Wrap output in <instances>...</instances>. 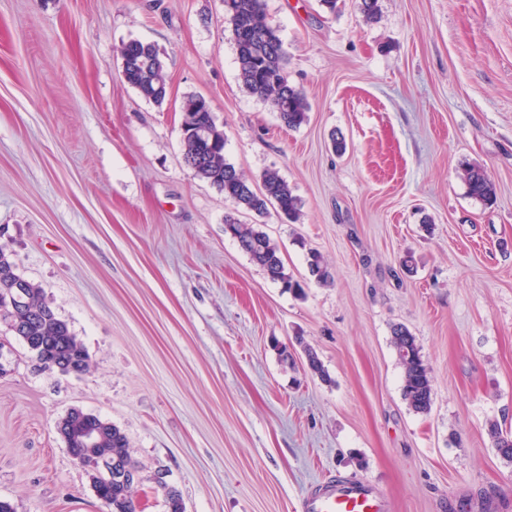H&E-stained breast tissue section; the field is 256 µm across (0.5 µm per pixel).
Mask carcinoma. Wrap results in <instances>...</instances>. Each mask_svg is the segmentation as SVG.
<instances>
[{"instance_id": "obj_1", "label": "carcinoma", "mask_w": 512, "mask_h": 512, "mask_svg": "<svg viewBox=\"0 0 512 512\" xmlns=\"http://www.w3.org/2000/svg\"><path fill=\"white\" fill-rule=\"evenodd\" d=\"M224 18L231 25L236 49L238 76L243 88L270 104L280 121L297 129L307 121L309 103L304 92L289 84L285 74L286 51L279 30L264 19L263 0H224ZM128 60L126 81L141 96L158 105L167 96L165 65L156 45L132 39L124 44ZM184 162L194 175L224 192L233 210L224 215V232L237 241L252 261L283 288L300 294L302 285L284 272L278 245L255 224H244L236 213L245 210L257 216L268 213V205L290 222L300 217V202L278 171L269 169L261 176V189L227 162L224 155V127L216 123L210 103L199 96L185 98L181 106ZM469 194L485 205L496 198V188L480 166L467 165L461 171ZM307 265L316 282L327 285L334 280L327 262L317 251L308 253ZM23 282L25 287L15 284ZM0 324L16 338H30L31 352L46 369L59 368L67 373L75 368L82 373L91 369V360L83 343L54 309L45 301L42 289L16 270L9 246L0 242ZM392 344L402 369V393L416 413H427L432 402V376L422 359L415 336L402 325L392 330ZM91 413L68 415L67 448L74 457L81 456L79 435L85 422L97 420ZM489 434L499 455L512 463V431L498 424L489 425ZM101 453L112 458V478L88 471L98 499L107 512H137L135 484L124 479L133 469L142 467L130 452L125 433L116 425L106 426ZM164 492L167 512H185L180 493L166 482H158Z\"/></svg>"}]
</instances>
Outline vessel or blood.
Listing matches in <instances>:
<instances>
[{
    "mask_svg": "<svg viewBox=\"0 0 512 512\" xmlns=\"http://www.w3.org/2000/svg\"><path fill=\"white\" fill-rule=\"evenodd\" d=\"M387 498L377 485L364 479L342 478L310 488L300 501V512H386Z\"/></svg>",
    "mask_w": 512,
    "mask_h": 512,
    "instance_id": "vessel-or-blood-1",
    "label": "vessel or blood"
}]
</instances>
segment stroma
Returning <instances> with one entry per match:
<instances>
[{
	"label": "stroma",
	"mask_w": 512,
	"mask_h": 512,
	"mask_svg": "<svg viewBox=\"0 0 512 512\" xmlns=\"http://www.w3.org/2000/svg\"><path fill=\"white\" fill-rule=\"evenodd\" d=\"M264 0L308 100L288 129L238 76L224 0H0V239L88 351L42 368L0 326V499L16 512H106L57 432L73 408L127 436L139 512H299L324 480L363 477L390 512H512V0ZM154 43L168 96L122 73ZM200 95L253 185L275 169L297 223L243 212L279 246L285 291L224 233L231 204L183 159L181 104ZM344 138L335 152L332 136ZM485 168L497 198L459 172ZM335 273L312 282L307 254ZM412 257L404 266V257ZM433 378L402 395L392 328ZM302 338L283 365L272 340ZM469 194L484 205H492L496 198V188L487 172L480 166L467 165L461 171Z\"/></svg>",
	"instance_id": "35a3bbf8"
}]
</instances>
